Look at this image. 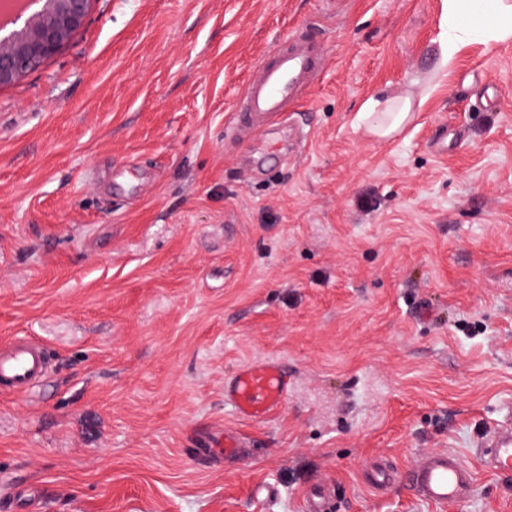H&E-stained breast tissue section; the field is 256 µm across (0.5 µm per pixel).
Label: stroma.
I'll list each match as a JSON object with an SVG mask.
<instances>
[{
	"label": "stroma",
	"mask_w": 512,
	"mask_h": 512,
	"mask_svg": "<svg viewBox=\"0 0 512 512\" xmlns=\"http://www.w3.org/2000/svg\"><path fill=\"white\" fill-rule=\"evenodd\" d=\"M442 0H94L0 88V346L50 354L0 393V512H512L477 450L512 423V44L432 71ZM328 63L285 116L232 131L254 66L297 30ZM410 97L387 140L357 118ZM277 359L270 420L224 401ZM247 446L203 453L217 428ZM457 453L462 504L377 491ZM289 375L273 360L250 362L236 369L224 383V400L238 419L260 421L268 418L288 399Z\"/></svg>",
	"instance_id": "obj_1"
}]
</instances>
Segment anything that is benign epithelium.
<instances>
[{"label": "benign epithelium", "mask_w": 512, "mask_h": 512, "mask_svg": "<svg viewBox=\"0 0 512 512\" xmlns=\"http://www.w3.org/2000/svg\"><path fill=\"white\" fill-rule=\"evenodd\" d=\"M28 15L0 38V88L58 54L84 24L93 0H32Z\"/></svg>", "instance_id": "obj_1"}]
</instances>
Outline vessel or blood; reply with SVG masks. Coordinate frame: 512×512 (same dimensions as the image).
I'll use <instances>...</instances> for the list:
<instances>
[{"label":"vessel or blood","mask_w":512,"mask_h":512,"mask_svg":"<svg viewBox=\"0 0 512 512\" xmlns=\"http://www.w3.org/2000/svg\"><path fill=\"white\" fill-rule=\"evenodd\" d=\"M327 50L315 37L298 32L274 55L260 61L256 74L246 86L237 106L246 116L236 128L240 136L258 132L285 112L289 104L320 75ZM47 356L43 346L32 340L15 341L0 348V391L29 394L46 376ZM289 375L273 360L254 361L236 369L224 383V399L238 419L260 421L268 418L287 400ZM210 447L225 456L239 455L243 446L240 433L227 428L213 433ZM482 466L490 472L512 471V433H499L480 455ZM404 482L422 500L435 505L466 501L475 486L472 469L464 467L456 455L432 452L412 468L397 474L387 466L371 465L369 482L381 489L393 481Z\"/></svg>","instance_id":"b4317fda"}]
</instances>
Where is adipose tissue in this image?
<instances>
[{"label":"adipose tissue","instance_id":"ef3b65f1","mask_svg":"<svg viewBox=\"0 0 512 512\" xmlns=\"http://www.w3.org/2000/svg\"><path fill=\"white\" fill-rule=\"evenodd\" d=\"M444 32L438 39L434 70L446 73L462 46L479 42L493 49L512 43V0H443ZM412 118L409 98L377 93L363 106L361 119L385 138Z\"/></svg>","mask_w":512,"mask_h":512}]
</instances>
